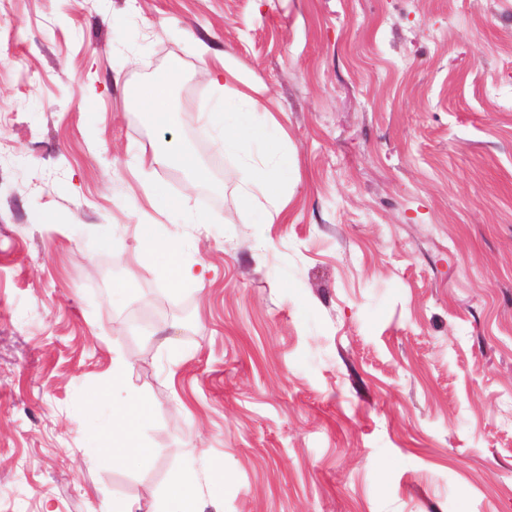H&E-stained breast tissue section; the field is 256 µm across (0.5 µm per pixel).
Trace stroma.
Masks as SVG:
<instances>
[{
	"label": "stroma",
	"instance_id": "stroma-1",
	"mask_svg": "<svg viewBox=\"0 0 512 512\" xmlns=\"http://www.w3.org/2000/svg\"><path fill=\"white\" fill-rule=\"evenodd\" d=\"M202 42L285 133L272 223ZM118 355L149 465L95 451ZM190 459L222 512H512V0H0V512H153ZM209 72L214 84L219 88L224 89L230 82L237 81L246 88L252 89L250 84L244 79L237 63L228 54H224V59L220 60L219 66L209 67ZM179 65L172 63L164 76L154 79L135 96V104L150 112L158 122L166 120L170 112V89L176 81ZM166 161H172L178 164L197 179H204L206 177V172L203 167L198 163L196 157L188 151L173 149L169 152L166 151L159 155L153 154L151 158V163H160ZM139 230L141 240L150 247L149 255L152 257L156 252L155 256L164 261L174 280L178 282L202 280V273H196L191 265L183 263L179 246L168 236L159 232L158 224H142L139 225Z\"/></svg>",
	"mask_w": 512,
	"mask_h": 512
}]
</instances>
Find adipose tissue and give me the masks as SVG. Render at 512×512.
Segmentation results:
<instances>
[{"label":"adipose tissue","mask_w":512,"mask_h":512,"mask_svg":"<svg viewBox=\"0 0 512 512\" xmlns=\"http://www.w3.org/2000/svg\"><path fill=\"white\" fill-rule=\"evenodd\" d=\"M178 73V64H171L164 76L154 79L136 94V105L150 112L154 119L166 120L170 112V89ZM253 103V98L244 91L238 92L235 98L225 100L218 114L224 127V148L246 156L253 144L262 143L268 155H276L279 151L276 135L271 128L256 122ZM292 176V171L285 166L261 167L245 163L239 178L242 212L252 216L255 223H264L265 217L259 212L260 200L282 203L283 191ZM139 230L143 243L149 246L157 258L164 261L174 280L201 281V274L183 263L177 243L161 234L157 225L143 224ZM151 412V406L141 396L128 398L113 406L112 418L121 425L120 431L113 434L106 448L113 461L124 462L129 459V441ZM161 512H221L220 497L216 490L202 491L197 471L187 464L172 477Z\"/></svg>","instance_id":"adipose-tissue-1"}]
</instances>
